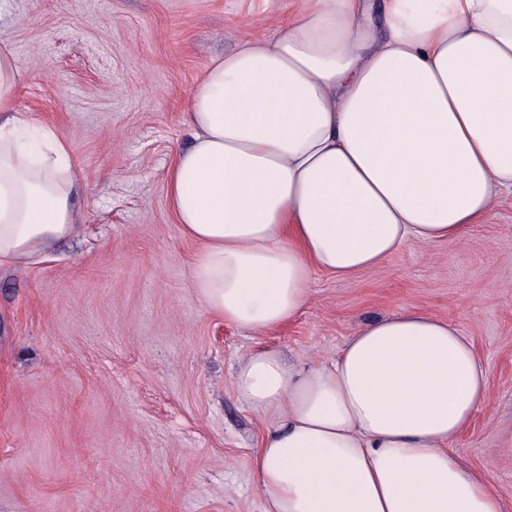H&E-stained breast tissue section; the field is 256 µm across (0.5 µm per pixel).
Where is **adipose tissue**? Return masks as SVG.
<instances>
[{"label": "adipose tissue", "instance_id": "ef3b65f1", "mask_svg": "<svg viewBox=\"0 0 512 512\" xmlns=\"http://www.w3.org/2000/svg\"><path fill=\"white\" fill-rule=\"evenodd\" d=\"M300 0L262 42L211 60L188 93L189 145L167 192L200 243L191 286L254 334L407 248L464 240L512 190V0ZM0 52V263L77 230L69 143L16 101ZM238 396L269 425L252 459L264 512H503L449 444L488 401L470 337L414 307L337 358L289 367L259 348Z\"/></svg>", "mask_w": 512, "mask_h": 512}]
</instances>
